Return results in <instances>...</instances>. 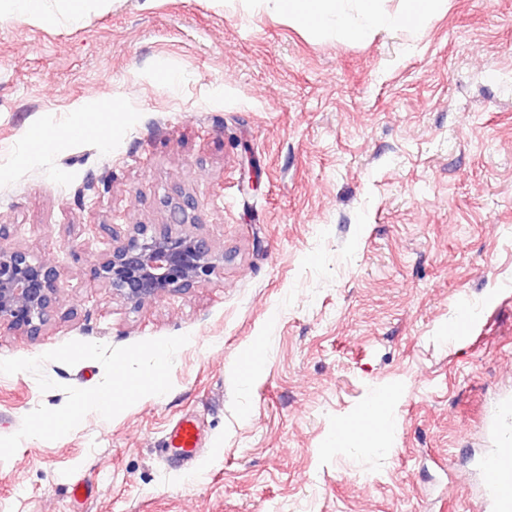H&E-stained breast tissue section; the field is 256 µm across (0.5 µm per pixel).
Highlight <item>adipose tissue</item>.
Wrapping results in <instances>:
<instances>
[{
  "label": "adipose tissue",
  "instance_id": "adipose-tissue-1",
  "mask_svg": "<svg viewBox=\"0 0 512 512\" xmlns=\"http://www.w3.org/2000/svg\"><path fill=\"white\" fill-rule=\"evenodd\" d=\"M275 10L320 37L362 41L409 25L420 26L443 0H402L390 11L385 0H272Z\"/></svg>",
  "mask_w": 512,
  "mask_h": 512
}]
</instances>
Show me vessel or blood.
<instances>
[{
	"label": "vessel or blood",
	"instance_id": "vessel-or-blood-1",
	"mask_svg": "<svg viewBox=\"0 0 512 512\" xmlns=\"http://www.w3.org/2000/svg\"><path fill=\"white\" fill-rule=\"evenodd\" d=\"M487 442L475 460L482 476V498L491 512H512V395L497 398L485 414ZM168 445L186 466L196 462L199 430L189 419L171 430Z\"/></svg>",
	"mask_w": 512,
	"mask_h": 512
}]
</instances>
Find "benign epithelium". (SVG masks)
<instances>
[{
	"label": "benign epithelium",
	"instance_id": "obj_1",
	"mask_svg": "<svg viewBox=\"0 0 512 512\" xmlns=\"http://www.w3.org/2000/svg\"><path fill=\"white\" fill-rule=\"evenodd\" d=\"M165 206L170 218L166 224L112 230L111 248L91 268L94 280L134 307L208 283L224 264V255L186 227L189 212L197 207L192 196L169 198ZM9 236L8 225L0 224V329L33 338L56 311L59 272L27 250L4 244Z\"/></svg>",
	"mask_w": 512,
	"mask_h": 512
}]
</instances>
